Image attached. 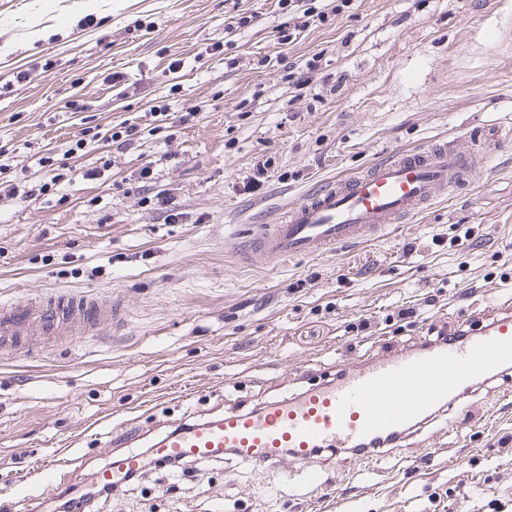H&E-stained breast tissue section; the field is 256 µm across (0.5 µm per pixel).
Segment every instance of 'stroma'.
Listing matches in <instances>:
<instances>
[{
	"label": "stroma",
	"mask_w": 512,
	"mask_h": 512,
	"mask_svg": "<svg viewBox=\"0 0 512 512\" xmlns=\"http://www.w3.org/2000/svg\"><path fill=\"white\" fill-rule=\"evenodd\" d=\"M287 18L280 0H0V181L59 179L44 199L0 193V303L125 305L117 328L0 354V502L38 488L59 455V483L88 485L125 417L148 429L255 407L334 361L512 309V0H349L283 44ZM313 56L295 88L288 63ZM122 123L138 128L131 147L75 150L83 128ZM488 130L486 164L420 214L321 257L242 263L244 236L317 182L440 138L467 150ZM317 466L315 492L287 461L153 467L97 512H512V371L407 436L381 472L348 453Z\"/></svg>",
	"instance_id": "35a3bbf8"
}]
</instances>
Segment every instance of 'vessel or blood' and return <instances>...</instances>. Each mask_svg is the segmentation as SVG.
Returning <instances> with one entry per match:
<instances>
[{
  "label": "vessel or blood",
  "instance_id": "1",
  "mask_svg": "<svg viewBox=\"0 0 512 512\" xmlns=\"http://www.w3.org/2000/svg\"><path fill=\"white\" fill-rule=\"evenodd\" d=\"M477 162L448 139L379 159L327 181L273 223L259 226L246 255L278 262L362 241L380 225L422 212L441 191L461 188ZM119 315L112 300L59 292L37 307L21 301L1 305L0 337L64 323L106 327ZM507 368H512L511 311L465 336L396 356L369 354L358 368L337 366L331 379L294 396L184 423L148 439L136 420H126L110 435L115 454L111 465L98 471L97 483L116 494L146 464L228 453L256 466L292 461L301 483L316 490L322 485L315 465L319 453L343 450L376 463L383 447H398L410 431Z\"/></svg>",
  "mask_w": 512,
  "mask_h": 512
}]
</instances>
